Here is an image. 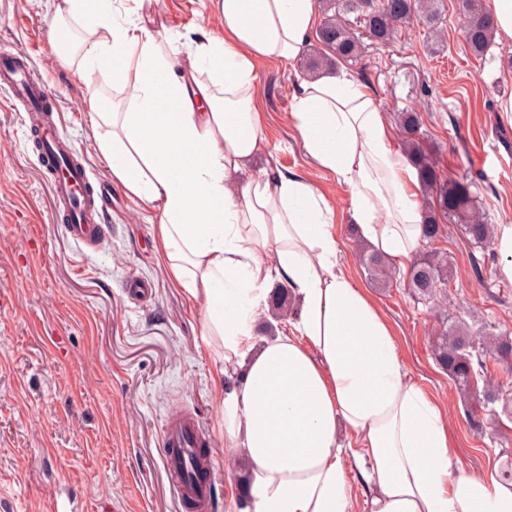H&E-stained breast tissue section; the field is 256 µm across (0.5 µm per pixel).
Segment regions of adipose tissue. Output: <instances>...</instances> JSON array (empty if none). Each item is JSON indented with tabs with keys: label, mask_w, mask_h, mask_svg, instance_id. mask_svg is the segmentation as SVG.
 <instances>
[{
	"label": "adipose tissue",
	"mask_w": 512,
	"mask_h": 512,
	"mask_svg": "<svg viewBox=\"0 0 512 512\" xmlns=\"http://www.w3.org/2000/svg\"><path fill=\"white\" fill-rule=\"evenodd\" d=\"M223 38L188 48L113 0H53L56 22L87 37L61 55L106 71L123 109L100 98L90 120L112 179L152 216L173 283L221 341L215 385L224 445L253 464L252 512H512V480L459 462L440 405L408 375L393 332L338 267L334 213L297 173L238 182L262 148L255 62L289 61L317 21L314 0H220ZM294 119L316 164L350 190V218L373 250L405 268L420 244L417 174L391 146L373 94L347 73L303 80ZM301 305L287 332L258 344L274 282ZM359 444L345 467L341 427Z\"/></svg>",
	"instance_id": "ef3b65f1"
}]
</instances>
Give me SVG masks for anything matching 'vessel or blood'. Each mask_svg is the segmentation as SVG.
Listing matches in <instances>:
<instances>
[{"instance_id": "b4317fda", "label": "vessel or blood", "mask_w": 512, "mask_h": 512, "mask_svg": "<svg viewBox=\"0 0 512 512\" xmlns=\"http://www.w3.org/2000/svg\"><path fill=\"white\" fill-rule=\"evenodd\" d=\"M0 86L21 107L34 133L38 158L51 182L55 217L78 244L95 247L107 227L101 222L103 189L93 183L69 140L58 131L53 94L32 70L27 55L0 48ZM212 435L197 412L173 407L161 433L165 468L184 512H213L215 471Z\"/></svg>"}]
</instances>
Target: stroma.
Masks as SVG:
<instances>
[{
    "instance_id": "obj_1",
    "label": "stroma",
    "mask_w": 512,
    "mask_h": 512,
    "mask_svg": "<svg viewBox=\"0 0 512 512\" xmlns=\"http://www.w3.org/2000/svg\"><path fill=\"white\" fill-rule=\"evenodd\" d=\"M122 17H141L175 44L224 34L216 0H117ZM445 41L430 47L426 26L394 41L366 40L365 54L345 70L368 85L386 115L413 108L441 174L467 177L489 223L512 225V40L495 38L486 57L462 37L456 0H443ZM48 0H0V44L27 54L52 91L60 132L93 176L112 187V228L87 249L54 219L48 178L20 113L0 93V512H183L166 474L159 433L167 411L194 407L213 436L215 512H227L238 455L224 446V416L202 341L203 314L175 288L156 244L155 227L98 152L92 99H120L107 74L89 84L65 64L54 39ZM255 103L268 166L304 174L335 213L340 267L368 291L391 325L408 373L444 408L458 458L480 471L512 460V419L480 410L482 427L435 361V320L399 284L375 286L357 254L350 192L308 156L292 116L305 57L256 65ZM447 253L452 268L442 302L449 322L471 335L512 336V287L503 257L473 245L461 225H447L422 251ZM149 283L143 303L129 281Z\"/></svg>"
}]
</instances>
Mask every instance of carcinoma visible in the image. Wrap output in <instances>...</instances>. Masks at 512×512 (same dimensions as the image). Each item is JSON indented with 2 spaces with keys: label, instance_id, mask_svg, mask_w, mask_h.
I'll return each mask as SVG.
<instances>
[{
  "label": "carcinoma",
  "instance_id": "cac0c4a2",
  "mask_svg": "<svg viewBox=\"0 0 512 512\" xmlns=\"http://www.w3.org/2000/svg\"><path fill=\"white\" fill-rule=\"evenodd\" d=\"M465 19L463 37L467 48L476 56L487 54L495 33L493 21L481 0H458ZM325 21L319 30V46L307 49L306 68L311 73L328 66L332 60L356 63L362 58L363 45L348 26L346 16L353 14L362 20L369 38L381 42L392 39L400 27L418 18L439 33L440 0H323ZM403 134L404 153L416 168L423 189L430 194L428 216L421 225V237L432 243L443 236L445 224L455 223L462 228L470 242L487 246L493 227L476 215V195L472 183L463 177L442 176L425 151L420 134V114L412 109L398 115ZM360 260L371 279L388 287L392 280L385 260L377 253L363 250ZM447 257L436 252L416 255L406 272L408 287L420 300L432 305V313L441 318L440 291L448 286ZM432 353L439 365L448 371L458 393L474 399L473 376L476 375L474 356H489L512 369V336L487 335L476 338L462 326H441L432 340Z\"/></svg>",
  "mask_w": 512,
  "mask_h": 512
}]
</instances>
